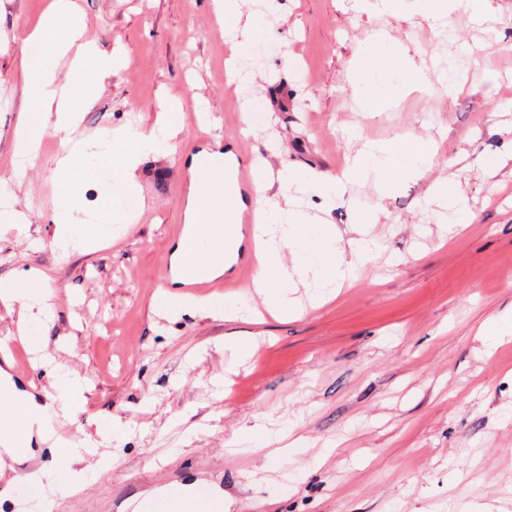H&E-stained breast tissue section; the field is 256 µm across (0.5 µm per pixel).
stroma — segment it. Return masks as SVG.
Here are the masks:
<instances>
[{
    "instance_id": "obj_1",
    "label": "stroma",
    "mask_w": 512,
    "mask_h": 512,
    "mask_svg": "<svg viewBox=\"0 0 512 512\" xmlns=\"http://www.w3.org/2000/svg\"><path fill=\"white\" fill-rule=\"evenodd\" d=\"M248 0L268 21L249 58L251 94L267 122L241 132L226 92V38L209 0H76L98 48L126 45V66L83 116L85 134L126 124L150 128L159 100H183L177 152L140 168L141 214L94 252L67 258L53 245L57 138H47L17 195L26 237L0 228V278L40 270L53 324L43 355L93 389L70 419L71 440L120 418L134 432L104 442L106 467L73 492L55 490L60 512H121L150 481L210 482L226 512H512V338L488 344L490 318L512 313V0H484L500 23L487 30L455 13L451 31L421 15L377 14L375 0ZM45 0H0V180L11 181L23 107L21 42ZM398 39L432 78L378 110L354 97L351 79L366 39ZM452 69L462 92L440 76ZM486 71L472 86L474 70ZM202 94L219 118L207 133L194 112ZM418 136L439 148L425 176L390 179L376 224L382 247L336 297L285 319L240 289L262 320L188 314L158 332L153 312L174 291L170 256L181 232L188 158L221 139L245 160L262 155L323 177L339 176L366 143ZM462 190L471 221L432 184ZM253 336L256 356L236 364L224 340ZM149 412H140L143 400ZM290 427L304 440L287 463L234 452L241 431Z\"/></svg>"
}]
</instances>
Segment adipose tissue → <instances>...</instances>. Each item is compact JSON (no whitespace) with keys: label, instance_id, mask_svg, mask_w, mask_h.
Returning <instances> with one entry per match:
<instances>
[{"label":"adipose tissue","instance_id":"adipose-tissue-1","mask_svg":"<svg viewBox=\"0 0 512 512\" xmlns=\"http://www.w3.org/2000/svg\"><path fill=\"white\" fill-rule=\"evenodd\" d=\"M246 0H213L211 7L217 18L243 25L242 38L233 46L235 62L227 69L229 81L247 82L249 75L239 62L254 47V31L261 22L254 14L245 13ZM84 22L73 0H50L38 24L23 39L20 66L23 73L24 106L17 128L14 150L17 155L35 157L42 139L59 138L54 176L62 187L54 215L53 241L63 256L90 252L102 239L97 231L76 233L72 215L83 206L87 186L102 183L100 204L108 206L114 223L125 225L137 218L141 186L138 170L143 160L172 156L183 134L178 120L180 100L168 101L156 122L147 129L117 127L107 135L108 151L97 153L85 137L81 124L84 112L90 110L98 92L125 66L128 51L115 46L112 51H99L95 42L84 39ZM374 53L365 54L359 73L352 84L356 97L385 107L394 93L392 78H399L403 91L410 92L424 84L425 78L412 58L389 33L376 32L370 38ZM436 154L422 138L413 137L394 145H371L355 156L344 177L323 183V209H332L343 189V181L353 177L380 175L375 186L385 193L388 182L384 174L398 171L415 177L423 176L435 162ZM210 165L207 184L191 182L183 211L185 224L191 225L197 237L208 239L211 249L238 251L241 236L221 239L214 225L226 218H239L242 202L240 190L224 183V156L221 152L200 151L191 155L189 172ZM254 190L259 203L251 215L252 239L255 244L256 288L279 316L293 314L292 294L297 284L320 289L344 280L358 264L377 251L379 242L372 232L382 209L379 203L354 201L355 239L348 250H339L335 228L326 227L321 240L305 237L308 224L316 215L304 210L284 209L275 194L306 193L311 174L288 165L272 168L267 160L254 158L250 163ZM50 292L47 276L39 271L22 270L0 280V307L19 311L20 324L33 328L51 313L47 308ZM21 402L22 410L11 422L0 424V449L11 452L18 436L44 434L48 409L13 384L0 387V403ZM61 465L51 475L62 488L71 490L87 479L86 462L95 455L93 440L84 439L60 447Z\"/></svg>","mask_w":512,"mask_h":512}]
</instances>
